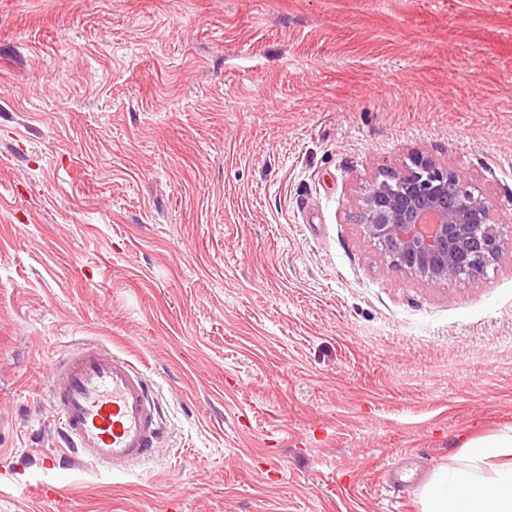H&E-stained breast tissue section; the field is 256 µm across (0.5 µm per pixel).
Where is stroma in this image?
Here are the masks:
<instances>
[{"label": "stroma", "instance_id": "1", "mask_svg": "<svg viewBox=\"0 0 512 512\" xmlns=\"http://www.w3.org/2000/svg\"><path fill=\"white\" fill-rule=\"evenodd\" d=\"M416 152L512 214V0H0V512H421L512 434V231L429 288L361 239ZM87 340L163 407L123 473L57 435Z\"/></svg>", "mask_w": 512, "mask_h": 512}]
</instances>
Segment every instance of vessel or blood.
Instances as JSON below:
<instances>
[{"instance_id":"1","label":"vessel or blood","mask_w":512,"mask_h":512,"mask_svg":"<svg viewBox=\"0 0 512 512\" xmlns=\"http://www.w3.org/2000/svg\"><path fill=\"white\" fill-rule=\"evenodd\" d=\"M52 402L79 467L120 470L157 446L160 403L145 376L126 358L86 341L54 360Z\"/></svg>"}]
</instances>
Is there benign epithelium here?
Segmentation results:
<instances>
[{
  "label": "benign epithelium",
  "mask_w": 512,
  "mask_h": 512,
  "mask_svg": "<svg viewBox=\"0 0 512 512\" xmlns=\"http://www.w3.org/2000/svg\"><path fill=\"white\" fill-rule=\"evenodd\" d=\"M360 188L361 237L422 286L470 281L503 250L494 202L462 168L420 153Z\"/></svg>",
  "instance_id": "7a95c632"
}]
</instances>
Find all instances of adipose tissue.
I'll return each instance as SVG.
<instances>
[{"instance_id":"1","label":"adipose tissue","mask_w":512,"mask_h":512,"mask_svg":"<svg viewBox=\"0 0 512 512\" xmlns=\"http://www.w3.org/2000/svg\"><path fill=\"white\" fill-rule=\"evenodd\" d=\"M422 512H512V435L468 441L421 492Z\"/></svg>"}]
</instances>
